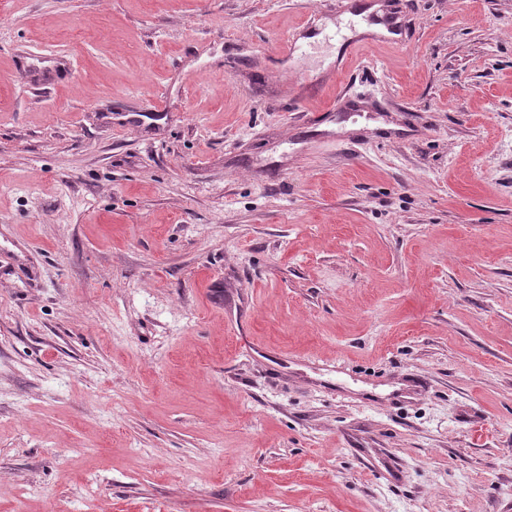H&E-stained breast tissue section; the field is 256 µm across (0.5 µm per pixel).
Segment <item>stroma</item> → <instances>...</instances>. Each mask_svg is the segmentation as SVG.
<instances>
[{"label": "stroma", "mask_w": 512, "mask_h": 512, "mask_svg": "<svg viewBox=\"0 0 512 512\" xmlns=\"http://www.w3.org/2000/svg\"><path fill=\"white\" fill-rule=\"evenodd\" d=\"M376 2L0 0V512H512V0Z\"/></svg>", "instance_id": "obj_1"}]
</instances>
